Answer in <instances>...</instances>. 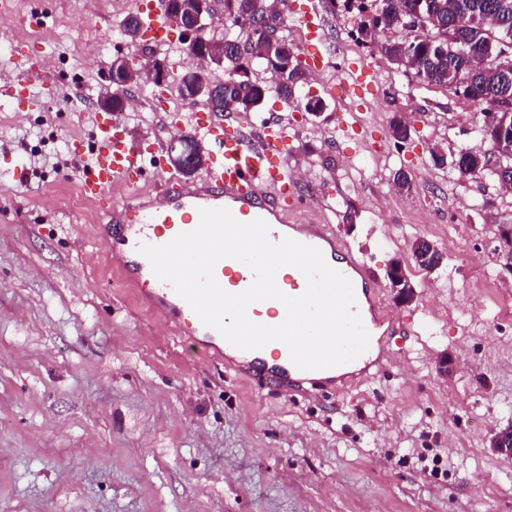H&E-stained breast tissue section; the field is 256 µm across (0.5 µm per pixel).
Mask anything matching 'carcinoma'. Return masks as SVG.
Instances as JSON below:
<instances>
[{
    "mask_svg": "<svg viewBox=\"0 0 512 512\" xmlns=\"http://www.w3.org/2000/svg\"><path fill=\"white\" fill-rule=\"evenodd\" d=\"M224 13V34H200L183 43L184 65L174 73L166 60H155L170 78L178 81L183 100L205 101L215 112H256L272 98L297 102L296 91L307 81V69L299 62L300 49L283 34L280 12L266 18L255 12L254 0H219ZM333 7L358 18L357 33L363 44L383 33L378 52L392 62L405 60L414 75L427 84L450 87L480 106L484 120L478 133L489 143L485 151L461 148L462 178L489 176L496 182L512 180V0H331ZM123 35L141 38V20L127 14L121 21ZM400 33L394 37L393 33ZM224 45L241 46L244 53L227 54L224 63L208 64L206 57ZM502 59L508 68L482 70L476 59ZM260 65L274 80L259 81L251 69ZM224 77L214 79L211 69ZM130 75L112 60V96L104 102L114 112L126 107L124 92ZM416 264L430 270L442 264L440 252L414 251Z\"/></svg>",
    "mask_w": 512,
    "mask_h": 512,
    "instance_id": "cac0c4a2",
    "label": "carcinoma"
}]
</instances>
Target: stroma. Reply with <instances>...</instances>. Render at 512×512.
<instances>
[{
  "label": "stroma",
  "instance_id": "obj_1",
  "mask_svg": "<svg viewBox=\"0 0 512 512\" xmlns=\"http://www.w3.org/2000/svg\"><path fill=\"white\" fill-rule=\"evenodd\" d=\"M17 3L38 24L0 37V76L20 65L47 74L57 95L28 112L0 97V512H512V461L490 447L512 423V274L497 249L512 194L430 159L434 147L483 148L478 105L374 48L345 50L357 20L324 0L332 56L310 85L321 115L273 99L252 118L281 117L288 165L310 172L306 189L321 199L291 222L332 224L379 282L400 263L414 296L383 293L403 328L388 339L396 364L340 393L289 399L180 338L96 238L98 206L50 162L93 142L69 95L97 107L113 59L138 50L120 33L122 13L112 0ZM348 56L380 74L371 109L336 94ZM177 89L132 86L143 104L122 113L132 138L163 141L151 175L192 129L164 111ZM397 115L411 142L392 138ZM340 116L364 120L361 142L337 131ZM400 169L411 191L395 188ZM419 239L445 251L440 267L415 264Z\"/></svg>",
  "mask_w": 512,
  "mask_h": 512
}]
</instances>
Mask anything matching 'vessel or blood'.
<instances>
[{"label": "vessel or blood", "mask_w": 512, "mask_h": 512, "mask_svg": "<svg viewBox=\"0 0 512 512\" xmlns=\"http://www.w3.org/2000/svg\"><path fill=\"white\" fill-rule=\"evenodd\" d=\"M288 11L305 32L311 62L323 59L326 20L321 0H289ZM149 44L164 46L175 41V24L160 13L142 18ZM380 86L379 73L363 62L350 61L337 85L341 96L373 100ZM47 84H35L31 77L18 75L0 86V93L28 106H40ZM195 128L206 140L210 163L198 181L164 179L156 194H144L146 149L125 133L119 114L93 110L89 115L96 147L76 167L82 196L103 210L107 217L99 233L105 244L115 242L130 249L140 243L167 244L178 234L194 230L204 208H226L240 222L264 220L269 236L278 242L291 238L321 250L328 264L338 265L352 283L356 309L369 335L379 330L394 331L396 316L383 298L380 282L364 258L328 224H292L288 216L302 201L300 181L284 161L288 135L280 122L269 119L255 123L251 117L231 114L219 118L206 106L191 108ZM125 200L115 203L116 193ZM127 272L141 287L152 306L172 322L181 335L201 345L203 353L221 354L223 337L206 327L188 303L166 281L158 279L148 260H131ZM215 277L230 293L245 291L254 274L242 262L225 258L215 267ZM255 323L275 326L286 317L284 305L276 300L256 302L247 310ZM273 363L253 358L249 363L227 357L229 367L259 383L274 386L285 395H313L326 390L341 392L376 378L392 362L387 348L366 350L357 364L306 371L290 359L287 346L271 344Z\"/></svg>", "instance_id": "obj_1"}]
</instances>
